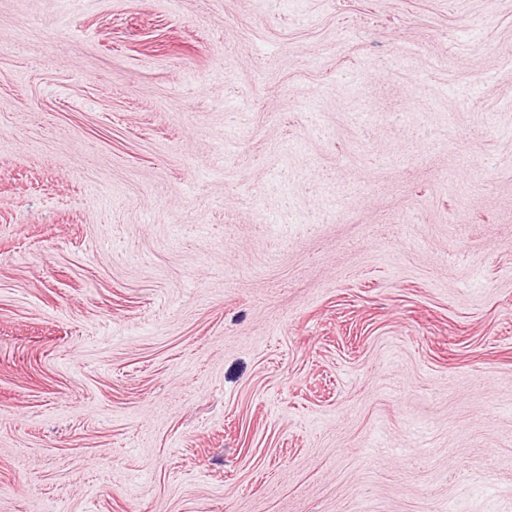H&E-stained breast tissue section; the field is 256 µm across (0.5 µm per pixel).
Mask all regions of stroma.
I'll return each instance as SVG.
<instances>
[{
  "label": "stroma",
  "instance_id": "1",
  "mask_svg": "<svg viewBox=\"0 0 512 512\" xmlns=\"http://www.w3.org/2000/svg\"><path fill=\"white\" fill-rule=\"evenodd\" d=\"M512 0H0V512H512Z\"/></svg>",
  "mask_w": 512,
  "mask_h": 512
}]
</instances>
